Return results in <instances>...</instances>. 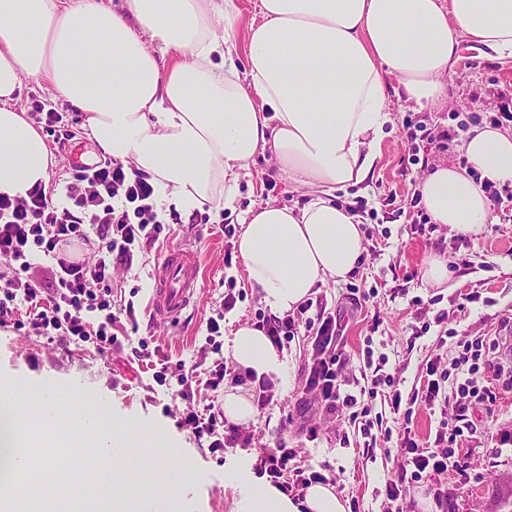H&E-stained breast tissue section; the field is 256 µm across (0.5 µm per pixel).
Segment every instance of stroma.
Returning <instances> with one entry per match:
<instances>
[{"mask_svg":"<svg viewBox=\"0 0 512 512\" xmlns=\"http://www.w3.org/2000/svg\"><path fill=\"white\" fill-rule=\"evenodd\" d=\"M511 98L512 64L499 65L466 48L448 79L447 101L421 112L390 103L389 134L381 143L372 179L368 185L348 188L342 194L345 202L363 204L367 223L378 227L375 250L366 254L364 263L356 266L346 281H330L314 290L327 311L340 313L345 324L346 377L361 376V351L369 346L388 356L386 372L394 375L402 393H411L419 386L427 358L439 355L452 361L457 342L497 335L503 314L512 311V219L498 217L496 223L470 236L455 235L445 224L423 235L413 226L417 211L410 205L417 182L429 167L463 159L458 121L497 112L502 101ZM20 104L28 112L39 105L63 115L62 122L44 136L53 156L47 192L52 199H66L76 162L96 149L84 115L70 104L53 101L47 84L33 79L25 80ZM407 116L424 120L436 135L425 147L426 164L408 162L402 127ZM445 130L450 131V138L440 139ZM269 200L285 205L306 202L289 185L271 154L260 152L239 182L237 210L225 213L224 228L207 225L203 209L190 215L173 210L164 217L167 238L138 253L131 269L119 267L112 274L114 297L135 304L139 328L131 332V339H138L139 329L150 328L172 362L191 365L204 360L201 345L210 317L223 315L224 332L229 335L265 313L241 257L226 254V231L238 227L241 212ZM175 244L198 250L203 276L190 306L179 320L172 321L154 311L149 299L153 273L169 246ZM447 251L458 259L448 284L435 287L424 283L422 271L427 263ZM353 284L366 294L356 311L350 301ZM231 287L242 289L244 298L228 312L222 299ZM421 299L426 301V309H419ZM420 320L429 323L430 330L412 338L411 327ZM444 332L449 339L441 346L437 336ZM284 352L285 375L276 381L279 401L259 411L256 422L248 427L253 450L273 447L279 437H286L297 452L298 465L325 468L337 492L357 512H512V390L499 391L493 418L474 410L477 431L464 440L458 454L467 467L466 475L406 481L401 497L392 503L385 498L384 487L397 475L398 451L367 447L357 425L327 414L314 394L305 393L303 368L311 353L307 330H299L285 344ZM152 384L145 366L133 364L130 350L113 354L107 365L93 350L67 351L34 332L0 327V388L11 387L24 394L74 386L102 398L114 416L133 419L141 430L164 432L169 452L149 461L122 485L128 512L136 507L137 487L150 483L166 488L172 468L187 471L186 488L184 495L163 497L164 512H183L188 505L193 512H239L243 494L230 476L245 467L248 453L217 459L206 443L178 428L174 415L182 410L181 401L153 389ZM302 398L307 401L306 421L318 429L319 438L313 442L299 427H291L285 434L280 431L282 419ZM345 437L350 440L346 446L341 443ZM440 487L447 490L448 508L444 511L434 500Z\"/></svg>","mask_w":512,"mask_h":512,"instance_id":"35a3bbf8","label":"stroma"}]
</instances>
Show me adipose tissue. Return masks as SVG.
<instances>
[{
    "mask_svg": "<svg viewBox=\"0 0 512 512\" xmlns=\"http://www.w3.org/2000/svg\"><path fill=\"white\" fill-rule=\"evenodd\" d=\"M238 57L233 0H0V194L47 184L51 153L17 102L24 78L83 112L100 151L150 175L158 213L214 202L235 210L239 180L270 150L302 206L245 211L238 252L274 315L317 285L340 282L363 249L356 216L336 194L371 179L390 96L414 109L448 97L470 43L512 62V0H258ZM461 149L475 174L441 163L416 190L431 221L455 234L494 223L485 185L512 184V131L471 127ZM226 357L256 375L285 361L257 328H239ZM242 512H346L329 484L300 500L241 470Z\"/></svg>",
    "mask_w": 512,
    "mask_h": 512,
    "instance_id": "obj_1",
    "label": "adipose tissue"
}]
</instances>
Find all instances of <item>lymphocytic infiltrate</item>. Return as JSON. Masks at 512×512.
<instances>
[{"label": "lymphocytic infiltrate", "mask_w": 512, "mask_h": 512, "mask_svg": "<svg viewBox=\"0 0 512 512\" xmlns=\"http://www.w3.org/2000/svg\"><path fill=\"white\" fill-rule=\"evenodd\" d=\"M69 205L57 206L42 187L27 197L0 196V258L8 257L17 268L0 274V327L31 330L62 346L91 344L103 360L122 350L119 337L123 323L135 320L134 303L112 301V267L132 266L135 252L154 245L164 225L158 218L154 188L146 174L126 171L118 161H106L93 172L79 174L69 184ZM90 245L88 254L78 256L75 246ZM51 257L53 284L42 292L24 279L32 250ZM262 329L276 348L294 336L299 327L312 330V352L305 366L306 392L314 393L326 413L349 416L360 422L364 436L379 432L385 443H395L401 463L395 479L385 487L389 500H397L406 479L423 475L441 476L458 469L455 459L459 442L473 427L467 418L470 404H481L486 417H493L499 389L512 390V338L484 336L460 343L452 368H443L440 357L427 359L420 400L427 410H446L451 399L459 404L453 420H441L432 446L421 444L413 429L414 408L404 403L391 376L378 374L360 386L358 393L342 388L344 353L340 347L338 316L317 309L311 316L292 313L282 317H259ZM152 336L139 337L135 357L152 372L157 386L172 398L187 401L176 422L195 440L206 441L211 453L220 455L229 448L250 445L238 425L229 423L215 404L200 407L192 402L193 379H201L211 391L225 384H255L258 409L276 404L279 392L267 377L253 380L251 374L231 371L223 360H215L205 370L171 364L161 348L153 347ZM387 403L392 426L371 414L373 400ZM259 474L268 476L280 492L302 499L305 489L326 482L324 473L305 469L296 462L295 449L279 443L263 451L254 462Z\"/></svg>", "instance_id": "f902f5d3"}]
</instances>
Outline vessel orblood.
<instances>
[{
    "label": "vessel or blood",
    "mask_w": 512,
    "mask_h": 512,
    "mask_svg": "<svg viewBox=\"0 0 512 512\" xmlns=\"http://www.w3.org/2000/svg\"><path fill=\"white\" fill-rule=\"evenodd\" d=\"M199 276L197 252L180 246L173 248L155 271L152 307L170 318H179L191 303Z\"/></svg>",
    "instance_id": "vessel-or-blood-1"
}]
</instances>
